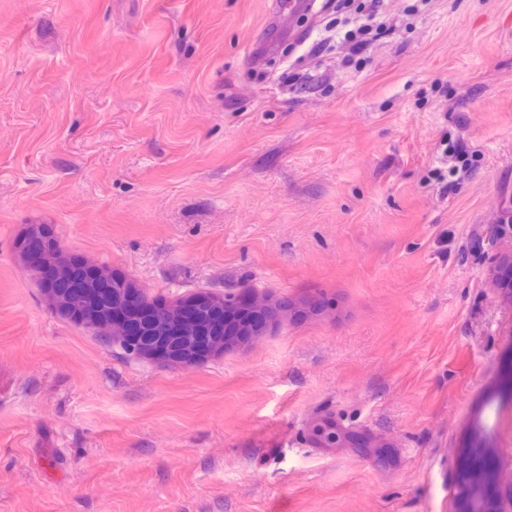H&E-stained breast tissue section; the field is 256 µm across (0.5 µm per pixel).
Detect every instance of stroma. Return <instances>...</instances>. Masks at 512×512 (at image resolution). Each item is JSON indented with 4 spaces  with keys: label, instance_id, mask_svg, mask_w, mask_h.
Masks as SVG:
<instances>
[{
    "label": "stroma",
    "instance_id": "1",
    "mask_svg": "<svg viewBox=\"0 0 512 512\" xmlns=\"http://www.w3.org/2000/svg\"><path fill=\"white\" fill-rule=\"evenodd\" d=\"M274 2L0 0V512H469L478 453L512 512V0H387L358 64ZM31 224L323 310L129 360L48 309ZM43 226H32L21 238L20 244L27 239L28 244L25 247L18 245V256L25 269L31 272L41 283L42 287L49 293L52 281L57 279V270L48 265L43 258L42 243L37 238L38 231Z\"/></svg>",
    "mask_w": 512,
    "mask_h": 512
}]
</instances>
